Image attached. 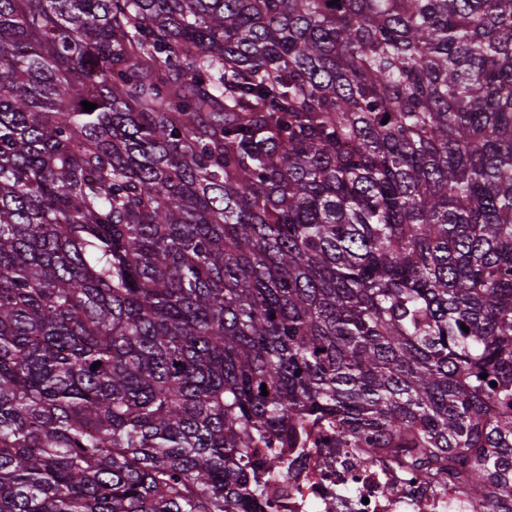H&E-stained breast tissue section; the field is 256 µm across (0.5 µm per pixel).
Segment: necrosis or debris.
Segmentation results:
<instances>
[{"label": "necrosis or debris", "instance_id": "necrosis-or-debris-1", "mask_svg": "<svg viewBox=\"0 0 512 512\" xmlns=\"http://www.w3.org/2000/svg\"><path fill=\"white\" fill-rule=\"evenodd\" d=\"M332 434L316 429L306 447L288 448L283 465L260 481L269 512H495L463 487H434L410 478L384 452L329 447Z\"/></svg>", "mask_w": 512, "mask_h": 512}]
</instances>
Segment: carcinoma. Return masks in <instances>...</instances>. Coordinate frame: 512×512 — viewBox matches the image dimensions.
I'll list each match as a JSON object with an SVG mask.
<instances>
[{"mask_svg": "<svg viewBox=\"0 0 512 512\" xmlns=\"http://www.w3.org/2000/svg\"><path fill=\"white\" fill-rule=\"evenodd\" d=\"M321 426L512 512V0H0V512Z\"/></svg>", "mask_w": 512, "mask_h": 512, "instance_id": "1", "label": "carcinoma"}]
</instances>
